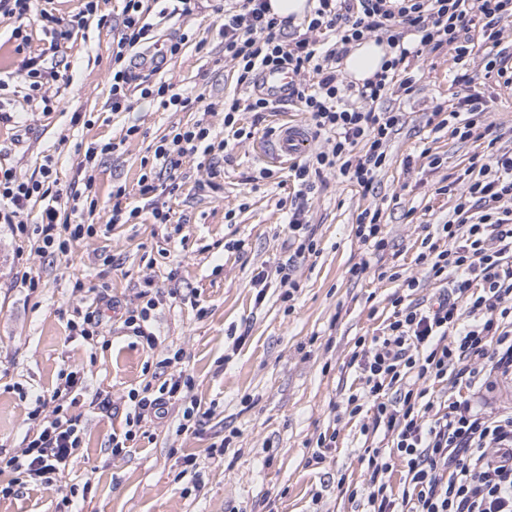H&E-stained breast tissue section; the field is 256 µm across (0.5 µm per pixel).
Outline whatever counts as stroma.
<instances>
[{
	"instance_id": "obj_1",
	"label": "stroma",
	"mask_w": 512,
	"mask_h": 512,
	"mask_svg": "<svg viewBox=\"0 0 512 512\" xmlns=\"http://www.w3.org/2000/svg\"><path fill=\"white\" fill-rule=\"evenodd\" d=\"M223 3L202 0L193 15L179 16L163 13L161 0H147L160 43L186 32L195 37L161 73L174 91L202 93L210 101L236 93L235 67L225 59L218 34L216 8ZM118 9L117 0L101 4L110 23ZM110 23L90 24L87 39L62 43L71 79L54 82L55 111L26 101L18 81L0 92V165L28 177L37 174L45 156H53L61 182L90 184L98 200L92 220L101 226L59 259L21 250L10 225L0 224V451L18 450L35 394H50L60 372L77 370L84 389L69 412L84 427V461L66 481L88 492L75 497V512H363V498L349 499L342 490L346 484L362 486L364 471L362 419L345 415L343 408L357 377L347 362L358 337L381 333L392 312L390 299L406 280L416 282L413 298L435 294L416 257L422 239L452 209V198L440 188L451 183L456 191L466 189L461 173L473 155L487 151L486 140L461 142L427 123L434 106L453 93L454 48L415 59L412 97L389 99L390 108L403 112L404 125L373 193L362 194L339 173H324V189L310 200L307 213L317 253L293 273L300 288L287 302L279 288H269L259 304L253 275L288 258V216L279 202L292 195L294 185L288 169L268 167L258 157L257 139L231 141V160L215 192L195 189L206 170L198 155L183 157L186 182L168 197L182 223L177 234L148 219L103 230L113 185H126L131 201H138L137 181L152 165L161 138L201 118L214 134L224 132L223 113L165 110L136 91L132 111H110ZM14 26L0 16L5 75L22 55L46 51L52 40L32 25L28 44L17 48ZM200 39L205 49L197 48ZM486 94L487 122L502 134L497 146L511 150L512 88L491 80ZM76 112L85 115V123H72ZM133 124L138 134L126 137ZM100 141L115 143V150L81 168L87 146ZM266 168L271 177L260 178ZM368 207L380 209L389 241L381 257L367 255L354 236L357 216ZM230 210L235 217L228 221L224 214ZM240 240L246 243L241 251L235 248ZM361 261L366 271L351 278L349 268ZM20 263L37 288L15 287ZM147 277L157 300L151 322L157 345L151 350L120 320ZM97 293L114 302L104 312V347L69 336L66 329L74 309ZM171 349L182 350L181 360L162 366ZM159 373L192 378L203 410L196 431H179L177 403L163 418L145 419L128 452L112 456L109 440L125 427L129 391ZM97 394L111 398V410L91 407ZM333 429L335 448L323 464L309 465L317 438ZM225 439L230 445L223 454H211V446ZM188 455L196 457V468L185 469ZM60 500L56 488L31 485L0 498V512H58Z\"/></svg>"
}]
</instances>
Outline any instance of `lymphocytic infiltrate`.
Returning <instances> with one entry per match:
<instances>
[{
	"instance_id": "obj_1",
	"label": "lymphocytic infiltrate",
	"mask_w": 512,
	"mask_h": 512,
	"mask_svg": "<svg viewBox=\"0 0 512 512\" xmlns=\"http://www.w3.org/2000/svg\"><path fill=\"white\" fill-rule=\"evenodd\" d=\"M315 0L305 33L288 37V21L269 16L268 0H235L219 26L224 55L235 61L237 87L243 96L208 103L207 111L223 112L224 126L237 139L252 138L254 128L240 126L242 112L262 121L273 103L258 86L265 69H288L299 75L291 100L305 112L313 139L319 145L291 168L296 189L288 206V243L293 250L276 268L285 299L298 283L289 270L298 259L315 254L313 232L306 220L309 195L318 189L324 171L337 170L346 181L370 192L377 174L390 161L389 145L402 121L398 112L380 110L392 95L411 96L413 60L423 51L454 46L455 92L448 121L459 140L484 138L487 102L479 84L493 73L504 86L512 85V48L502 43L512 21V0ZM100 0H83L80 11L66 20L39 0H0V14L18 19L12 36L28 41L27 24L40 26L54 40L69 41L99 15ZM119 30L112 44L111 111L132 108L130 87L163 108L183 111L194 107L192 97L159 80L167 60L189 42L188 34L156 48L154 25L143 0H121ZM385 35L394 56L381 72L361 86L345 82L341 62L353 44L367 35ZM480 33L490 51L483 69L467 61L472 33ZM30 96L52 111L51 85L61 72L56 61L37 55L26 58L16 71ZM228 141L214 135L204 120L178 128L156 145L152 168L139 178L140 204L128 200L125 186L113 187L110 224H133L143 212L155 223H172L163 202L174 191L167 178L181 157L199 154L208 161V188L218 190L216 155ZM83 192L76 184L61 183L52 158H45L38 177L24 178L0 170V223L11 225L18 238H34L36 249L68 257L73 241L94 234L79 209ZM428 279L441 291L433 302L409 300L394 293L393 313L380 335L358 338L349 366L359 386L346 400L345 412L356 417L368 412L362 424L369 436L382 433L390 448L364 446L365 512H512V408L493 410L481 405L477 392L492 388L499 378L512 376V152L489 155L479 176L466 191L455 195L448 220L435 234L426 235L417 256ZM452 383L455 395L439 401L430 388ZM82 383L80 372L60 373L50 396H37L29 412L30 425L18 452L0 456V496L30 484L55 485L80 463L84 428L68 412V400ZM190 377L173 375L160 384H145L128 393L127 429L112 435L113 455L126 454L136 430L149 415H161L169 405L185 400ZM403 466L399 487H392L395 466Z\"/></svg>"
}]
</instances>
